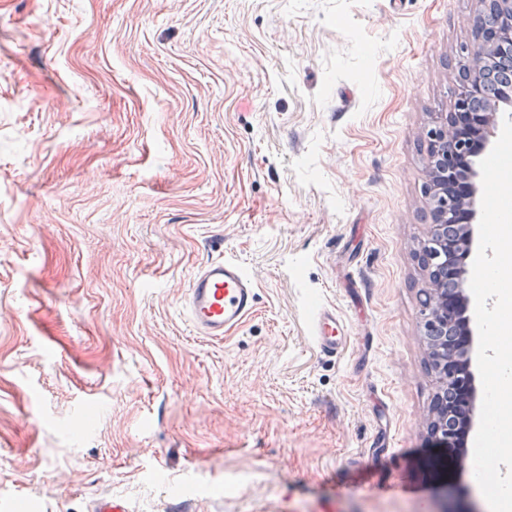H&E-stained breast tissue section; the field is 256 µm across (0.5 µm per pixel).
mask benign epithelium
I'll return each instance as SVG.
<instances>
[{
  "label": "benign epithelium",
  "instance_id": "obj_1",
  "mask_svg": "<svg viewBox=\"0 0 512 512\" xmlns=\"http://www.w3.org/2000/svg\"><path fill=\"white\" fill-rule=\"evenodd\" d=\"M485 10L498 19L495 27L482 26L483 15L471 20V26L481 29L480 37L468 49L472 62L483 66L475 69L472 63L463 65L454 100V111L437 112L432 124L425 130V141L432 164L425 193L431 201L429 231L421 243L420 263L426 271L429 287L423 290L420 299L421 319L428 343V361L439 384L430 429L435 442L441 448H451L454 443L455 423H472L475 390H470L462 404L450 407L444 399L448 387L461 378L473 381L471 372L472 345H459L444 339L448 322L460 317L461 298L464 293V263L471 252L472 225H464L462 240L448 238L447 226L456 222L458 211H466L469 220L476 218L477 194L480 188L481 171L472 161L463 173L469 185L466 197L451 200L453 190L448 174L457 170L456 159L470 153V141L488 148L494 137L493 112L501 100L495 97L493 79L498 59L505 57L512 63V0H483ZM477 97L487 101L483 110L472 109L469 102ZM447 267L453 278L457 293L453 306H448V290L434 287V280L441 278L439 265Z\"/></svg>",
  "mask_w": 512,
  "mask_h": 512
}]
</instances>
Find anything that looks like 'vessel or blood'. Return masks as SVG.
<instances>
[{
    "label": "vessel or blood",
    "instance_id": "vessel-or-blood-1",
    "mask_svg": "<svg viewBox=\"0 0 512 512\" xmlns=\"http://www.w3.org/2000/svg\"><path fill=\"white\" fill-rule=\"evenodd\" d=\"M256 282L233 257L207 262L192 278L186 311L194 330L211 338L239 327L255 309ZM312 340L321 355L344 352L351 339L349 327L335 307L316 308L310 322Z\"/></svg>",
    "mask_w": 512,
    "mask_h": 512
}]
</instances>
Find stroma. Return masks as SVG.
I'll return each mask as SVG.
<instances>
[{
    "mask_svg": "<svg viewBox=\"0 0 512 512\" xmlns=\"http://www.w3.org/2000/svg\"><path fill=\"white\" fill-rule=\"evenodd\" d=\"M481 8L0 0V512H491L429 432L417 258ZM229 255L257 304L211 339ZM256 282L233 257L207 262L192 278L186 311L194 330L211 338L239 327L254 312ZM310 332L319 353L327 357H336L344 352L351 339L347 323L330 305H321L314 310Z\"/></svg>",
    "mask_w": 512,
    "mask_h": 512,
    "instance_id": "35a3bbf8",
    "label": "stroma"
}]
</instances>
